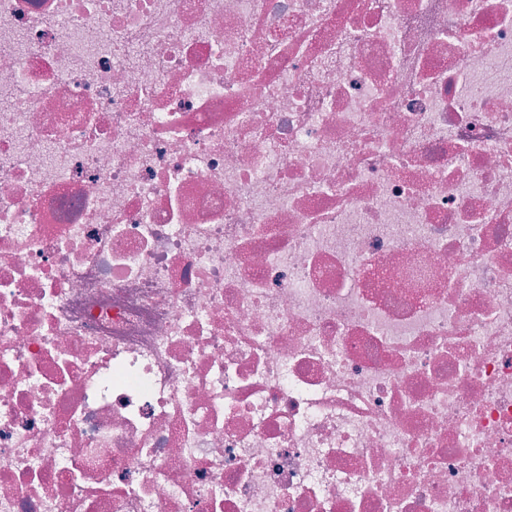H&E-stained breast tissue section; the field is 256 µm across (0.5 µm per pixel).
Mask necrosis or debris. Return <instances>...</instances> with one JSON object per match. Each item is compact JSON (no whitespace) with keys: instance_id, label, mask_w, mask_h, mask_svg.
Listing matches in <instances>:
<instances>
[{"instance_id":"obj_1","label":"necrosis or debris","mask_w":512,"mask_h":512,"mask_svg":"<svg viewBox=\"0 0 512 512\" xmlns=\"http://www.w3.org/2000/svg\"><path fill=\"white\" fill-rule=\"evenodd\" d=\"M0 512H512V0H0Z\"/></svg>"}]
</instances>
